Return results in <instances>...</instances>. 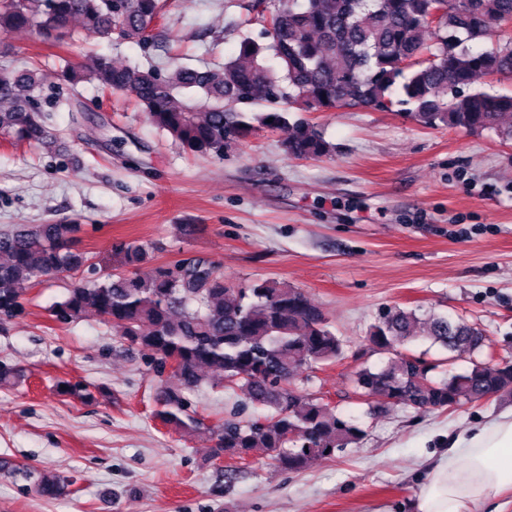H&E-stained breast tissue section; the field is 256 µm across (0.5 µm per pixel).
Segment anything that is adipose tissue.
Returning <instances> with one entry per match:
<instances>
[{
    "label": "adipose tissue",
    "mask_w": 512,
    "mask_h": 512,
    "mask_svg": "<svg viewBox=\"0 0 512 512\" xmlns=\"http://www.w3.org/2000/svg\"><path fill=\"white\" fill-rule=\"evenodd\" d=\"M508 492H512V409L450 442L447 456L429 469L413 509L480 512L488 501Z\"/></svg>",
    "instance_id": "obj_1"
}]
</instances>
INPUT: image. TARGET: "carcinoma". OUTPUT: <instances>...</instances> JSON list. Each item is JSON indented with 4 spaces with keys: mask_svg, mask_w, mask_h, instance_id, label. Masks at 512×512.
I'll return each mask as SVG.
<instances>
[{
    "mask_svg": "<svg viewBox=\"0 0 512 512\" xmlns=\"http://www.w3.org/2000/svg\"><path fill=\"white\" fill-rule=\"evenodd\" d=\"M272 23L266 45L243 35L238 55L222 65L194 69L172 63L153 68L120 64L106 55L65 62L69 83L122 93L192 155L224 156L228 144L259 129L284 134L291 158H321L332 146L308 119L292 110L334 108L388 111L396 106L426 128L445 126L512 140V94L474 88L480 77L512 80V41L473 48L464 41L492 36L512 19V0H260ZM443 6L437 24L434 9ZM161 0H0V36L20 29L65 43L74 24L88 38L147 43L162 19ZM272 56H267V53ZM39 68L0 66V133L46 149L52 141L37 107ZM78 224H22L0 232V323L24 311L23 294L47 277L75 274L88 263L77 245ZM112 270L68 288L53 316L68 324L93 312L118 336L151 359L157 372L154 415L176 430L211 432L208 456L245 459L263 448L279 470L295 472L311 459L360 444L366 431L306 392L304 373L345 358L323 308L286 282L246 287L224 280L210 259L197 256L174 267L142 272L148 248L112 246ZM425 333L454 361L471 366L439 381L435 366L401 350ZM369 350L384 354L380 368L352 374L355 393L413 410L450 411L484 398L512 396V360L484 354L482 330L443 315L419 318L414 310L388 309L370 326ZM176 366L168 370L169 360ZM22 370L0 363V386L16 385ZM62 396L89 401L81 381L61 380ZM241 392L271 410L264 419L234 417L212 427L192 409L188 395L203 388ZM16 471L33 480L37 494L55 499L67 479L27 465Z\"/></svg>",
    "mask_w": 512,
    "mask_h": 512,
    "instance_id": "cac0c4a2",
    "label": "carcinoma"
}]
</instances>
